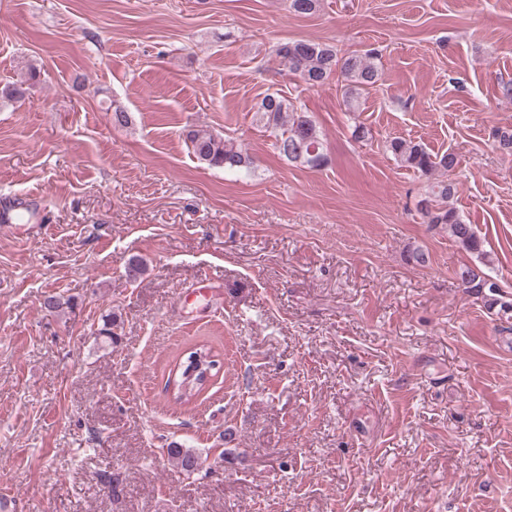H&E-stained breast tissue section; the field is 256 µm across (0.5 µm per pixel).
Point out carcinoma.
Returning a JSON list of instances; mask_svg holds the SVG:
<instances>
[{
    "label": "carcinoma",
    "instance_id": "cac0c4a2",
    "mask_svg": "<svg viewBox=\"0 0 512 512\" xmlns=\"http://www.w3.org/2000/svg\"><path fill=\"white\" fill-rule=\"evenodd\" d=\"M275 55L307 86L324 85L334 75L341 77L342 98L349 108L356 106L362 92L382 80L376 63L378 54L369 49L362 53L339 55L336 46L311 40L295 39L277 45ZM259 122L275 133V148L279 156L291 164L319 169L327 164L323 135L315 121L290 100L277 92L266 94L258 104ZM187 139L192 154L202 164L232 171H248L253 159L236 141L225 139L205 130H192ZM389 151L402 166L413 169L428 180V190L419 200L418 208L424 223L432 227H446L451 237L465 251L484 255L482 241L473 226L466 223L451 203L456 193L454 184L440 180L438 174H447L457 165L453 153L434 154L420 142L395 138L389 142ZM463 288L477 295L490 294L489 306L499 307L504 316L512 314V298L500 293V285L479 266H467L460 272ZM168 458L185 473L199 465V457L189 448L172 443L166 448Z\"/></svg>",
    "mask_w": 512,
    "mask_h": 512
}]
</instances>
